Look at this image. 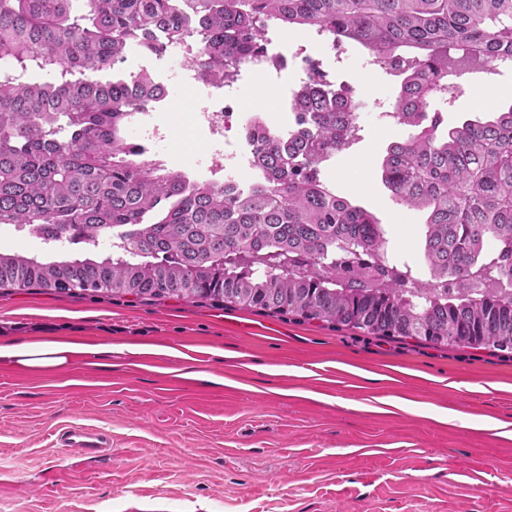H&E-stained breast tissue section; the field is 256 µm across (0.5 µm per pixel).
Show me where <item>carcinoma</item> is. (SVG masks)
<instances>
[{
  "mask_svg": "<svg viewBox=\"0 0 512 512\" xmlns=\"http://www.w3.org/2000/svg\"><path fill=\"white\" fill-rule=\"evenodd\" d=\"M269 24L411 57L393 107L421 132L387 146L380 178L423 218L425 287L377 262L378 219L317 176L350 143L336 93L292 102L305 130L290 139L255 118L261 177L230 191L162 167L130 136L134 114L165 93L149 74L96 78L132 44L162 54L191 39L198 77L229 83ZM452 47L483 65L511 57L512 0H0V224L46 242L127 243L49 263L0 252V289L194 298L511 354L512 105L440 131L428 109ZM48 66L55 83L27 76Z\"/></svg>",
  "mask_w": 512,
  "mask_h": 512,
  "instance_id": "1",
  "label": "carcinoma"
}]
</instances>
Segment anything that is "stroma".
Masks as SVG:
<instances>
[{
    "instance_id": "obj_1",
    "label": "stroma",
    "mask_w": 512,
    "mask_h": 512,
    "mask_svg": "<svg viewBox=\"0 0 512 512\" xmlns=\"http://www.w3.org/2000/svg\"><path fill=\"white\" fill-rule=\"evenodd\" d=\"M148 73L168 91L173 130L163 145L179 170L208 145L190 121L206 93L175 50L130 47L100 72ZM291 80L240 73L243 111L288 125ZM350 148L327 163L338 194L373 212L388 261L428 273L422 218L394 202L378 175L390 142L417 133L388 126L375 98L399 91L385 70L367 79ZM512 105V72L498 89L433 96L445 126ZM0 250L44 261L82 257L0 224ZM78 336L94 343L171 345L219 385L177 376L183 359L113 355L110 366L44 374L0 367V512H512V439L441 423L393 399L512 422V356L394 341L292 316L187 298L0 290V338ZM83 424L112 436V455L77 457L59 438Z\"/></svg>"
}]
</instances>
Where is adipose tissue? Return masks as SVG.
Listing matches in <instances>:
<instances>
[{"instance_id":"obj_1","label":"adipose tissue","mask_w":512,"mask_h":512,"mask_svg":"<svg viewBox=\"0 0 512 512\" xmlns=\"http://www.w3.org/2000/svg\"><path fill=\"white\" fill-rule=\"evenodd\" d=\"M115 351L131 356L152 354L175 358L179 355L177 349L152 344H125L115 349L105 344H89L55 336L24 341L11 338L0 341V366L47 369L78 361L93 366L98 359Z\"/></svg>"}]
</instances>
